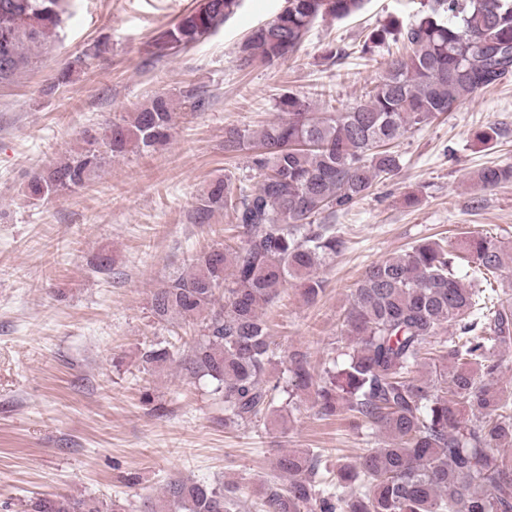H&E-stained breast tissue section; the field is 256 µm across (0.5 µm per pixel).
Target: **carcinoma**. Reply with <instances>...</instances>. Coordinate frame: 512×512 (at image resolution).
Masks as SVG:
<instances>
[{"label":"carcinoma","mask_w":512,"mask_h":512,"mask_svg":"<svg viewBox=\"0 0 512 512\" xmlns=\"http://www.w3.org/2000/svg\"><path fill=\"white\" fill-rule=\"evenodd\" d=\"M239 0H200L158 38L177 52L214 34ZM366 0H285L276 16L239 46V61L272 66L295 56L313 24L360 12ZM65 0H0V83L33 63L32 48L56 35ZM400 39L378 79L353 102L318 106L304 95L280 97L278 118L255 128L224 129V152H248V174L211 180L192 218L208 224L222 209L242 240L195 255L151 296L160 322L191 319L189 350L169 342L141 352L145 366L177 364L205 380L224 405V425L258 423L296 406L315 388L325 419L346 420L385 437L377 448L336 462L327 480L323 454L277 453L281 482L263 490V512H512V398L496 388L512 348V296L488 275L512 265V244L478 232L454 243L420 242L369 265L343 316L346 351L314 382L307 355L290 349L276 373L265 310L294 283L303 300L323 292L314 272L343 238L326 220L397 175L394 146L410 130L438 120L512 73V0H428L404 24L373 30L363 52ZM161 93L120 120L85 128L82 146L34 172L26 193L60 197L83 187L103 166L130 152L163 146L174 124ZM476 185L512 183V165L485 167ZM448 341H436L442 332ZM236 487L170 479L143 512H235ZM27 512H120L95 497L47 494Z\"/></svg>","instance_id":"carcinoma-1"}]
</instances>
